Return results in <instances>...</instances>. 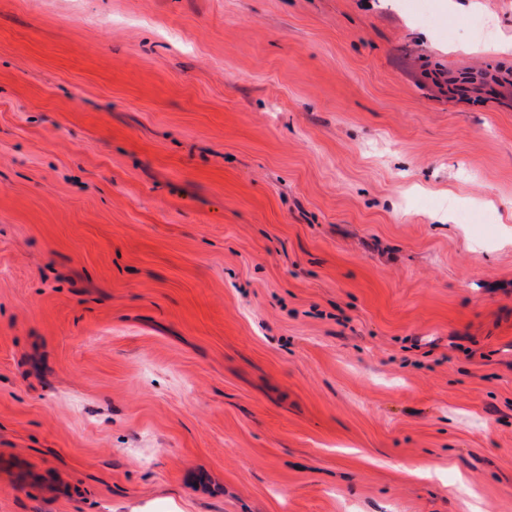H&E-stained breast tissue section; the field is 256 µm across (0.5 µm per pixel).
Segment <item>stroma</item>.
I'll return each instance as SVG.
<instances>
[{"label": "stroma", "instance_id": "35a3bbf8", "mask_svg": "<svg viewBox=\"0 0 512 512\" xmlns=\"http://www.w3.org/2000/svg\"><path fill=\"white\" fill-rule=\"evenodd\" d=\"M512 0H0V512H512Z\"/></svg>", "mask_w": 512, "mask_h": 512}]
</instances>
